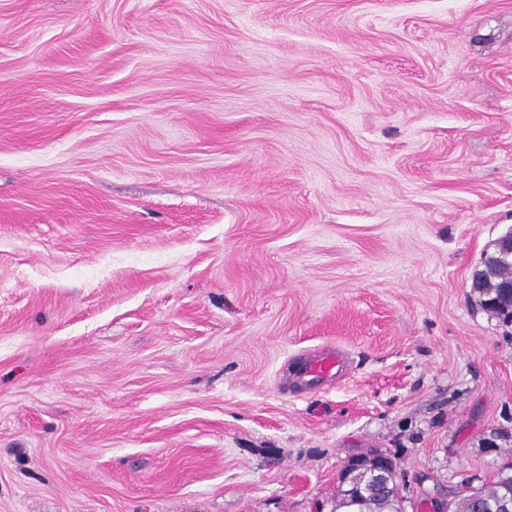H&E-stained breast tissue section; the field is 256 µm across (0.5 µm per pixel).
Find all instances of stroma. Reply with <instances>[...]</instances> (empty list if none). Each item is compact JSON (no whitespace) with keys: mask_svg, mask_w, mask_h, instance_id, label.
I'll list each match as a JSON object with an SVG mask.
<instances>
[{"mask_svg":"<svg viewBox=\"0 0 512 512\" xmlns=\"http://www.w3.org/2000/svg\"><path fill=\"white\" fill-rule=\"evenodd\" d=\"M510 230L512 0H0V512L495 482ZM499 241V240H498ZM493 244V252L486 255L475 271L477 294L481 308L505 325H512L511 307L504 285L512 283V254H504ZM504 250H512V237H503L499 241ZM344 367L345 362L337 350L324 351L297 366L295 381L304 390H316L336 379ZM352 458L355 462L354 470L346 478L350 476L360 495L371 494L384 487L387 480L392 479V474L382 462L363 459L360 455Z\"/></svg>","mask_w":512,"mask_h":512,"instance_id":"stroma-1","label":"stroma"}]
</instances>
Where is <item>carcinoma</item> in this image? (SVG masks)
Wrapping results in <instances>:
<instances>
[{
  "label": "carcinoma",
  "instance_id": "carcinoma-1",
  "mask_svg": "<svg viewBox=\"0 0 512 512\" xmlns=\"http://www.w3.org/2000/svg\"><path fill=\"white\" fill-rule=\"evenodd\" d=\"M475 278L481 308L503 324L512 325L504 288L507 283H512V254L493 248V252L477 266ZM338 491L341 494L340 505L347 508V512H402L403 498L397 492L357 500L351 496L354 487L342 482ZM509 498L512 499V462L500 468L499 477L492 484L475 485L471 479L462 481V488L450 495V512H473L478 506L484 512H490L499 502Z\"/></svg>",
  "mask_w": 512,
  "mask_h": 512
}]
</instances>
